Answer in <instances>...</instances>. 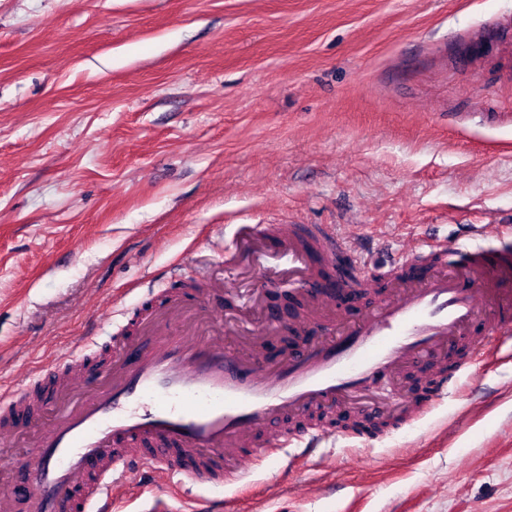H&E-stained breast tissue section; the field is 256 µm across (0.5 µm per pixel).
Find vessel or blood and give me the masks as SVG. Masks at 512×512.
<instances>
[{
  "label": "vessel or blood",
  "instance_id": "obj_1",
  "mask_svg": "<svg viewBox=\"0 0 512 512\" xmlns=\"http://www.w3.org/2000/svg\"><path fill=\"white\" fill-rule=\"evenodd\" d=\"M447 263L415 282L389 281L364 311L334 308L336 284L319 279L321 264L354 252L336 229L288 228L276 235L275 262L261 263L258 285L241 296L235 331L253 342L257 328L277 329L280 318L264 305L281 282L319 311L321 339L292 347L270 362L200 337L183 314L181 296L165 312L149 311L140 332L115 340L112 367L71 376V390L29 448L9 457L18 486L0 492V512H121L115 482L140 488L164 483L188 500L198 485L223 482L251 458L292 441L318 448L327 432L297 431L301 414L339 404L369 420L388 412L413 420L425 400L454 391L460 371L482 356L481 334L512 332V248L489 253L455 242L442 244ZM482 329H475V319ZM426 372L430 396L398 386L386 402L367 401L380 379Z\"/></svg>",
  "mask_w": 512,
  "mask_h": 512
}]
</instances>
